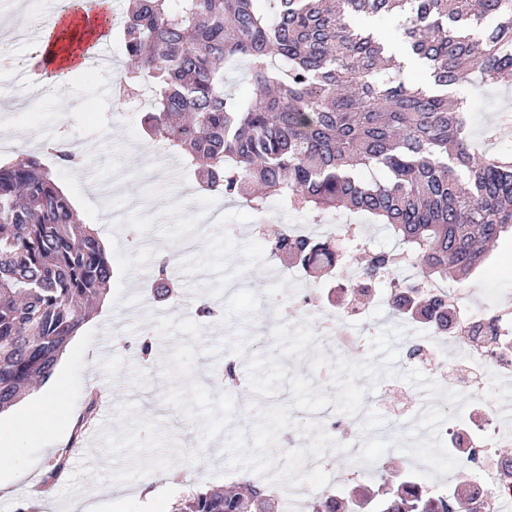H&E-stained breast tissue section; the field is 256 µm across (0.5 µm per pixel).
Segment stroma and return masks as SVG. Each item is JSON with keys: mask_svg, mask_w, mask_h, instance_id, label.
I'll list each match as a JSON object with an SVG mask.
<instances>
[{"mask_svg": "<svg viewBox=\"0 0 512 512\" xmlns=\"http://www.w3.org/2000/svg\"><path fill=\"white\" fill-rule=\"evenodd\" d=\"M100 77L86 72L70 75L59 89L35 95L26 113L13 102L0 107V127L11 136L0 138V159L18 160L28 154L48 159L45 143L91 146L80 167L53 163L64 191L84 223L93 225L99 239L108 240L114 275L103 303L94 309L67 346L64 365L68 379L57 398L53 426L47 440H26L22 458L31 473L15 480L17 460L0 457V480L9 483V496L0 495V512H16L19 503L47 497L51 512L75 496L107 486L124 488L120 503L100 497L101 512H165L167 505L186 495L191 485H225V473H247V466H233L226 444L234 433L251 437L270 402H291L289 387H281L273 399L257 396L249 382L226 390L217 372L208 367L211 355L233 354L240 364L250 356L268 357L277 352L269 324L280 307L291 306L290 326L305 323L298 298L309 290L328 293L330 277L302 271L271 259L257 229L260 225L298 224L307 235L333 237L341 250L359 259V252L343 231L358 227L368 247L391 251L398 243L389 231L363 215L347 211L324 214L284 208L277 197L267 200L263 212H255L239 200H220L196 192V176L181 157L158 150L143 155L148 142L136 118L135 102L126 115L115 113L120 88L110 96L99 92ZM474 110L470 114L477 148L494 154L512 150L485 137L501 112L512 111V74L495 85L472 81L468 86ZM113 183L115 191L102 195L96 183ZM171 250L173 264L181 271L173 294L156 304L168 311L166 319L155 313L128 315L136 293H149L152 284L135 283L133 273L144 266L155 268V252ZM470 302L493 312L512 307V234H505L485 269L462 281ZM217 303L221 314L202 318L182 315L184 306ZM124 318L116 340H105L103 328L110 318ZM412 339L404 333L394 341L399 353L398 376L380 380L366 393L362 408L360 457L372 465L407 461L397 433L388 424L415 386L402 380L411 369L431 374L428 363L407 359ZM150 341L153 352L143 359L139 344ZM96 401L88 426H100L93 448L100 456L96 469L85 468L72 457L61 480H45L51 460L44 446L56 452L87 445L77 434L76 421L89 401ZM84 417V416H83Z\"/></svg>", "mask_w": 512, "mask_h": 512, "instance_id": "stroma-1", "label": "stroma"}]
</instances>
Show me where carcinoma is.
Wrapping results in <instances>:
<instances>
[{"label": "carcinoma", "instance_id": "1", "mask_svg": "<svg viewBox=\"0 0 512 512\" xmlns=\"http://www.w3.org/2000/svg\"><path fill=\"white\" fill-rule=\"evenodd\" d=\"M399 19L397 39L425 75H402L367 17ZM123 79L153 92L144 132L182 156L200 190L253 210H347L384 224L400 250L370 251L360 275L384 279L402 261L420 279L458 282L480 270L487 244L512 231V153L473 145L467 96L512 72V0H137L122 20ZM246 64L249 98L227 92L224 64ZM384 173L369 181L357 167ZM270 255L330 272L328 238L266 240ZM112 261L97 233L35 155L0 162V410L53 374L103 295ZM394 315L433 317L443 299L414 281ZM279 500L247 476L198 486L172 512H276ZM458 494L410 489L407 474L377 472L375 489L315 512H462Z\"/></svg>", "mask_w": 512, "mask_h": 512}]
</instances>
